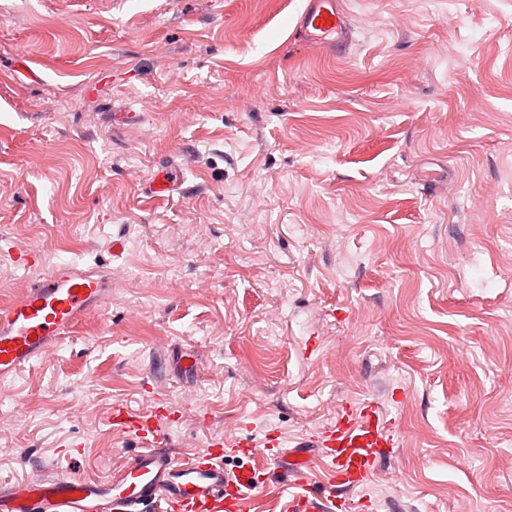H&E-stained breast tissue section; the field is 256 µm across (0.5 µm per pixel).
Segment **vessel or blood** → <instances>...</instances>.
I'll return each instance as SVG.
<instances>
[{
    "label": "vessel or blood",
    "instance_id": "1",
    "mask_svg": "<svg viewBox=\"0 0 512 512\" xmlns=\"http://www.w3.org/2000/svg\"><path fill=\"white\" fill-rule=\"evenodd\" d=\"M294 33L300 43L338 53L351 39L337 0H305ZM182 181L180 168L165 165L155 173L149 192L169 197ZM111 290V277L69 263L27 282L0 304V378L44 358L80 323L101 312ZM111 418L142 444L111 478L51 477L35 467L19 481L0 482V512H248L262 492L281 484L296 488L284 512H341L350 492L367 485L393 445L386 420L368 403L343 406L312 440V452L284 457L279 439L266 437L261 468L251 463L258 446L243 438L227 447L209 443L183 459L173 456L164 447L165 431L178 415L162 399H148L141 411L114 405ZM228 455L236 458L234 467L226 466ZM318 464L328 472L327 485L307 475Z\"/></svg>",
    "mask_w": 512,
    "mask_h": 512
}]
</instances>
